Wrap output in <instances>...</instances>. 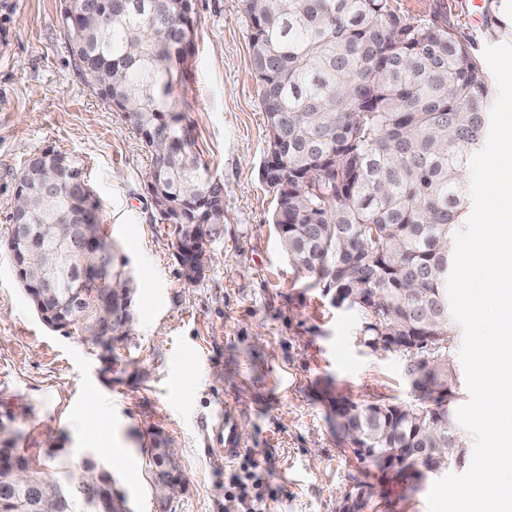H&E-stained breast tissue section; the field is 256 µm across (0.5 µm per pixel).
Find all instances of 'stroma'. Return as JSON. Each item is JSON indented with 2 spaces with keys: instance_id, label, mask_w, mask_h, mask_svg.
Here are the masks:
<instances>
[{
  "instance_id": "stroma-1",
  "label": "stroma",
  "mask_w": 512,
  "mask_h": 512,
  "mask_svg": "<svg viewBox=\"0 0 512 512\" xmlns=\"http://www.w3.org/2000/svg\"><path fill=\"white\" fill-rule=\"evenodd\" d=\"M487 0H392L410 19L445 15L482 46L512 44L483 25ZM197 25L172 98L193 149L224 185V222L202 280L185 279L143 177L137 135L92 92L57 18L61 0H0V419L15 415L20 445L56 460L87 457L111 473L132 512H428L425 469L360 462L335 430L333 402L415 405L399 353L358 343L359 309L289 263L271 222L276 202L259 168L267 119L249 66L241 0H193ZM58 150L92 187L99 218L137 280L135 321L118 343L112 381L77 332L47 327L3 244L15 177L30 153ZM103 410L112 440L89 442L83 410ZM231 416L243 444L233 460L208 436ZM173 448L181 487L155 492L153 439ZM248 486L239 500L235 482Z\"/></svg>"
}]
</instances>
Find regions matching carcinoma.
<instances>
[{
  "label": "carcinoma",
  "mask_w": 512,
  "mask_h": 512,
  "mask_svg": "<svg viewBox=\"0 0 512 512\" xmlns=\"http://www.w3.org/2000/svg\"><path fill=\"white\" fill-rule=\"evenodd\" d=\"M123 12L99 10L85 19L81 0H63L60 23L79 67L106 64L109 85L93 89L135 132L152 127L172 139L161 167L150 165V195L167 225L179 266L211 242L224 213V185L192 149L189 127L171 98L192 41V0H126ZM500 0H487L484 26L500 29ZM250 68L267 117V150L276 166L260 176L275 194L272 224L297 270L327 290L377 297L358 306L364 336H435L434 368L415 377L452 379L455 333L447 294L455 233L463 226L468 188L462 169L480 150L490 126L493 86L479 42L446 24L410 20L391 0H241ZM16 178L28 190L27 236L10 230L13 268L30 304L49 327L131 334L136 281L107 235L99 260L123 282L116 291L87 277L92 302L68 287L81 256L66 253L46 233L80 213L99 223L92 189L68 173L50 199L38 187V165ZM59 254L55 287L27 277L26 244ZM347 430L372 448H461L443 427L430 434L417 419L394 418L375 406L343 400L336 409ZM19 432L0 422V512H131L112 475L89 459H72L53 474L16 448ZM156 440V478L180 483L175 462Z\"/></svg>",
  "instance_id": "1"
}]
</instances>
